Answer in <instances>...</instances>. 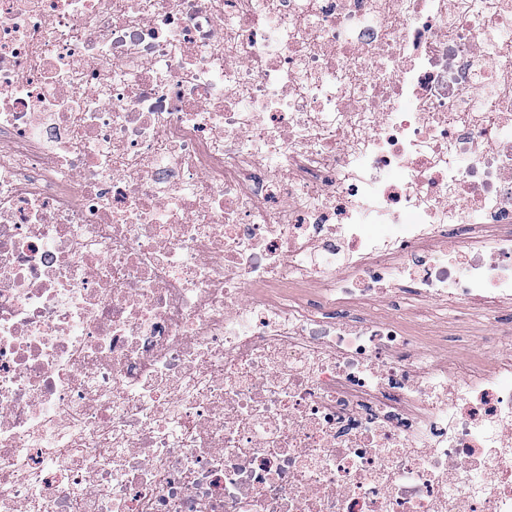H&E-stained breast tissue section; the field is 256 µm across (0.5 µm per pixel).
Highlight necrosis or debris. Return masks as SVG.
<instances>
[{
  "mask_svg": "<svg viewBox=\"0 0 512 512\" xmlns=\"http://www.w3.org/2000/svg\"><path fill=\"white\" fill-rule=\"evenodd\" d=\"M509 301L512 0H0V512H512ZM394 315L406 320L409 323L423 321L426 323V330L431 334H438L448 329V314L440 310L433 302H425L419 309L393 311Z\"/></svg>",
  "mask_w": 512,
  "mask_h": 512,
  "instance_id": "necrosis-or-debris-1",
  "label": "necrosis or debris"
}]
</instances>
